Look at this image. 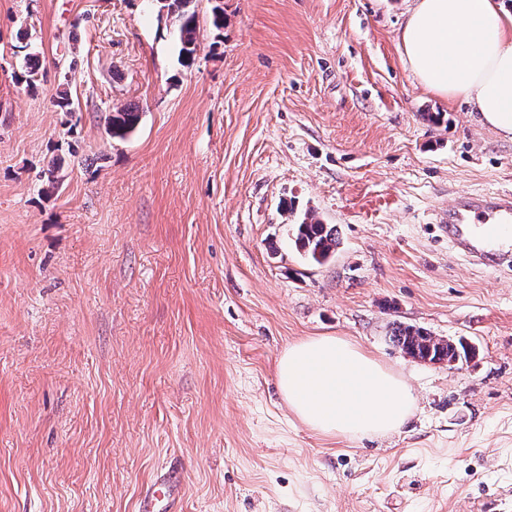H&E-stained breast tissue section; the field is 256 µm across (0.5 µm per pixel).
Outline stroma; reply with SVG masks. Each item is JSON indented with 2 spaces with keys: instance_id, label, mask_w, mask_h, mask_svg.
Instances as JSON below:
<instances>
[{
  "instance_id": "35a3bbf8",
  "label": "stroma",
  "mask_w": 512,
  "mask_h": 512,
  "mask_svg": "<svg viewBox=\"0 0 512 512\" xmlns=\"http://www.w3.org/2000/svg\"><path fill=\"white\" fill-rule=\"evenodd\" d=\"M410 3L224 0L217 32L193 0L186 69L149 0H0V512H138L164 472L178 512H512V271L439 230L454 197L512 191V140L417 83ZM127 103L141 125L111 139ZM288 201L335 226L327 262ZM399 322L477 358L415 360ZM308 336L401 375L406 424L302 425L274 368ZM32 37L33 33L31 29H20L17 33V40L20 45L14 46L18 51L24 52L21 71L15 72L14 77L18 81L26 82L29 85L33 84L34 76L37 74L39 69L38 56L35 53L28 51L32 45ZM142 115L143 110L136 104L116 107L104 116L106 133L113 139L124 140L137 130Z\"/></svg>"
}]
</instances>
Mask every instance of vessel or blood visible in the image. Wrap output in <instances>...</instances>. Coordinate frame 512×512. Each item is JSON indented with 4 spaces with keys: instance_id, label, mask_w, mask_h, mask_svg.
<instances>
[{
    "instance_id": "obj_1",
    "label": "vessel or blood",
    "mask_w": 512,
    "mask_h": 512,
    "mask_svg": "<svg viewBox=\"0 0 512 512\" xmlns=\"http://www.w3.org/2000/svg\"><path fill=\"white\" fill-rule=\"evenodd\" d=\"M442 230L461 256L477 265L504 262V245L512 241V193L469 194L448 209ZM181 484L175 477L157 476L146 486L139 512H175Z\"/></svg>"
}]
</instances>
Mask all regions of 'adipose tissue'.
Returning a JSON list of instances; mask_svg holds the SVG:
<instances>
[{
  "label": "adipose tissue",
  "instance_id": "1",
  "mask_svg": "<svg viewBox=\"0 0 512 512\" xmlns=\"http://www.w3.org/2000/svg\"><path fill=\"white\" fill-rule=\"evenodd\" d=\"M400 41L420 84L467 101L483 123L512 138V11L502 0H416ZM275 372L289 411L326 435L397 431L414 403L402 378L339 336L288 344Z\"/></svg>",
  "mask_w": 512,
  "mask_h": 512
}]
</instances>
